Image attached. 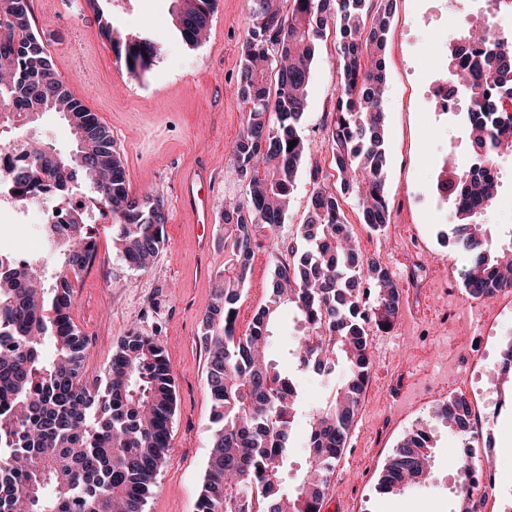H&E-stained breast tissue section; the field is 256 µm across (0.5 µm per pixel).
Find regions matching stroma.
Wrapping results in <instances>:
<instances>
[{
  "label": "stroma",
  "mask_w": 512,
  "mask_h": 512,
  "mask_svg": "<svg viewBox=\"0 0 512 512\" xmlns=\"http://www.w3.org/2000/svg\"><path fill=\"white\" fill-rule=\"evenodd\" d=\"M173 0H33L34 31L49 52L56 75L108 127L125 163L132 195L161 196L167 216L165 245L150 269L126 264L112 246V222L94 226L97 256L76 284L71 311L86 335L85 377L95 380L128 330L159 337L174 377L177 404L170 423V450L156 479L147 512H195L211 444L202 320L213 285L224 272V205L245 199L246 185L232 166V149L248 115L237 94L241 47L248 27L247 0H218L205 39L191 47L174 36ZM431 0H396L387 33L386 192L391 220L378 233L360 224L358 206L345 196L343 208L360 248L381 258L402 290L394 328L371 334L373 368L368 389L334 471L322 512H459L443 477L461 446L459 438L437 436L433 476L401 495H382L379 479L398 444L431 422L436 389L463 375L480 380L512 340V291L496 296L500 309L492 333L473 334L461 295L438 294L439 277L462 286L465 261L443 232L454 221L439 208L434 188L453 148L464 145L461 128L431 111L424 91L423 60L440 51L442 30L431 22ZM109 16L118 36L151 31L158 59L140 76L100 32ZM334 30L318 41L308 105L299 129L313 143L296 175L292 202L278 231L257 228L251 273L238 303V327L249 330L269 299L271 255L294 239L308 216L314 181L335 185L328 113L339 90ZM18 143H47L66 153L73 146L67 122L47 113L31 125L0 133ZM213 167L214 221L191 224L177 208L182 169L199 160ZM456 309L452 327L436 324L441 307ZM506 405L493 415L484 455L496 476V493L485 512H512V384L497 379Z\"/></svg>",
  "instance_id": "1"
}]
</instances>
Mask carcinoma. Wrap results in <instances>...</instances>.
I'll return each instance as SVG.
<instances>
[{
    "instance_id": "carcinoma-1",
    "label": "carcinoma",
    "mask_w": 512,
    "mask_h": 512,
    "mask_svg": "<svg viewBox=\"0 0 512 512\" xmlns=\"http://www.w3.org/2000/svg\"><path fill=\"white\" fill-rule=\"evenodd\" d=\"M217 0H176L174 34L200 43ZM396 0H248L250 26L241 55L238 96L249 106L233 146L247 197L224 209V276L214 284L201 331L208 353L207 386L214 429L197 499L199 512H321L348 431L370 381V332L387 333L401 309L402 291L383 261L362 252L352 236L340 196L357 199L359 220L371 232L390 223L385 193L387 156L383 98L387 83L386 35ZM497 11L454 32L445 49L448 100L459 98L466 147L462 160L441 171L438 192L455 219L454 246L467 261L463 287L489 299L512 288V263L488 233L485 218L497 205L498 182L473 181L466 160L492 166L512 143V36L502 35ZM336 32L340 90L327 131L338 191L318 182L300 242L273 256L271 298L253 326L237 334V303L251 270L252 238L262 224L284 223L298 169L312 143L299 132L307 107L316 41L327 24ZM130 73L150 69L157 41L144 31L112 39ZM474 49L479 71L459 63ZM0 125L25 126L57 112L71 128L75 148L17 149L0 139V151L25 163L10 171L12 193L64 197L67 181L91 184L82 206H69L61 234L48 227L52 273L36 259L0 254V512H145L167 452L174 412V378L162 343L131 330L102 377L82 372L88 340L71 318L76 283L96 258V242L83 208L112 218V243L136 269L152 266L164 244L160 198L130 194L112 135L98 116L75 99L53 69L33 29L32 0H0ZM296 142L288 148L290 142ZM295 314L297 335L280 359L262 352L274 337L283 308ZM345 375L324 406L306 414L305 460L294 483L290 448L301 412L298 377ZM471 410L450 397L436 419L467 440ZM434 437L423 427L394 450L378 484L392 494L428 479Z\"/></svg>"
}]
</instances>
